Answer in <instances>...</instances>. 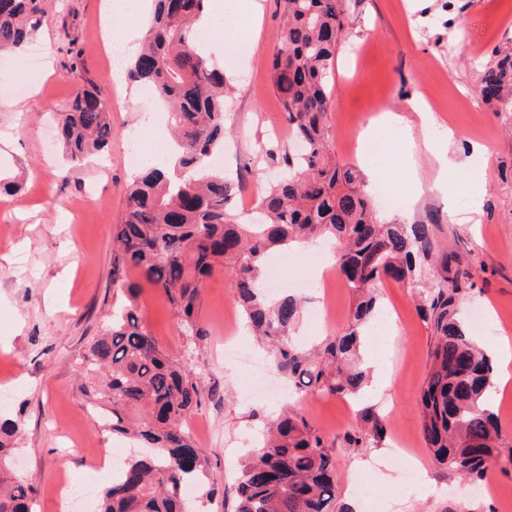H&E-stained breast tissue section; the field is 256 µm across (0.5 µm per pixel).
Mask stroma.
Returning <instances> with one entry per match:
<instances>
[{
    "label": "stroma",
    "instance_id": "obj_1",
    "mask_svg": "<svg viewBox=\"0 0 512 512\" xmlns=\"http://www.w3.org/2000/svg\"><path fill=\"white\" fill-rule=\"evenodd\" d=\"M123 22L144 31L151 0H44L34 46L42 51L36 75L0 72V169L17 182L0 195V391L9 390L0 417L16 421L20 434L12 467L31 486L34 512H60L64 474L103 486V460L114 446L111 433L92 415L79 392V361L98 336L122 295L112 284V226L127 207L131 138L149 128L155 98L127 78H114L112 50L104 40L106 2ZM223 0L226 17L245 22L226 43L244 42L235 68L214 61L233 86L224 142V170L241 177L235 208L255 202L277 179L261 147L271 128L283 127L280 101L271 81V60L284 0ZM350 35L337 60L331 135L340 161L357 165L370 182L382 181L407 197L406 213L431 204L473 223L448 222L443 236L462 252L476 295L466 303L469 331L484 348L495 349L512 324V112H493L480 91V74L492 47L512 38V0H360L349 20ZM74 43L80 56L70 64L64 51ZM427 84L453 123L436 120L421 128L411 106ZM93 88L112 104V145L102 158L70 161L58 140L54 118L72 90ZM400 115L396 132L375 143L377 159L365 161L364 131L380 112ZM475 171L458 181L450 196L434 187L436 153ZM417 289L386 280L378 295L389 323L371 360L385 368V398L357 400L323 393L279 391L281 377L266 372L267 355L245 331L231 282L222 271L203 284L199 319L207 331L191 348L176 328L163 289L142 284L137 303L147 329L174 359L192 361L199 377L200 404L187 425L210 465L216 493L207 512H235L242 463L252 441L281 409L299 408L331 441L340 502L355 503L351 485L368 478L383 512H498L512 505V383L492 388L489 403L498 416L501 453L491 461V492L472 496L459 479L441 475L424 441L418 399L434 337L419 315ZM308 305L325 320L302 317L296 333L317 342L347 323L350 288L338 275L305 292ZM233 323L249 362L229 366L220 357L226 323ZM383 416L387 435L364 448L348 447L343 434L359 426L364 411ZM418 471L423 488L407 490Z\"/></svg>",
    "mask_w": 512,
    "mask_h": 512
}]
</instances>
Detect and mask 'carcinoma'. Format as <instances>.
I'll list each match as a JSON object with an SVG mask.
<instances>
[{"instance_id": "1", "label": "carcinoma", "mask_w": 512, "mask_h": 512, "mask_svg": "<svg viewBox=\"0 0 512 512\" xmlns=\"http://www.w3.org/2000/svg\"><path fill=\"white\" fill-rule=\"evenodd\" d=\"M356 3L285 0L272 79L299 148L265 146L282 176L257 197L258 218L242 223L230 212L240 185L208 168L224 148L228 103L224 72L196 40L209 0H155L127 77L163 102L173 144L165 161L149 162L127 184V209L112 227L111 270L125 301L80 362V393L112 434L134 444L98 512H203L199 498L184 489L209 468L185 426L200 403L197 372L147 330L136 303L140 284L128 279L130 270L165 291L193 345L207 336L198 317L203 281L224 270L288 387L342 398L359 396L368 384L361 350L379 308L377 285L386 278L419 284L430 271L418 305L435 339L420 395L424 440L442 474L477 488L500 454L499 425L487 402L494 362L460 317L474 282L462 254L439 243L448 212L432 208L413 220H384L360 171L336 160L329 75ZM42 13L43 0H0V53L21 52ZM480 82L495 111L512 112V39L491 50ZM111 112L96 91L74 88L58 121L72 160L111 146ZM315 240L333 244L334 268L355 304L342 332L307 351L290 339L301 300L290 292L268 296L261 278L272 252ZM363 420L343 436L351 448L386 436L378 415ZM17 432V424L0 423V512H32L31 487L11 468ZM236 512H353L338 503L327 439L301 412L284 410L260 438L242 468Z\"/></svg>"}]
</instances>
